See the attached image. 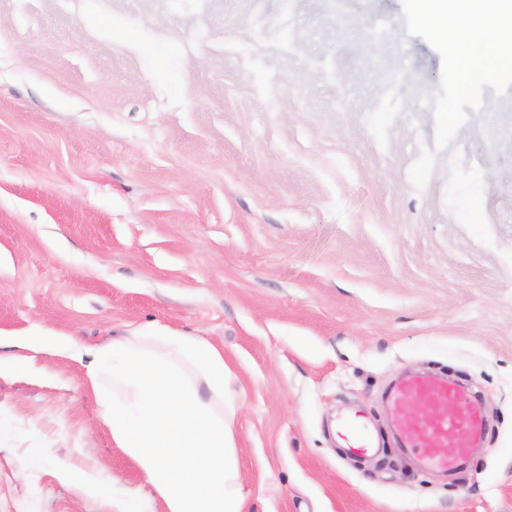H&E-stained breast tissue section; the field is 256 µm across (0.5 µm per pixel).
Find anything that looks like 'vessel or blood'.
Here are the masks:
<instances>
[{
	"instance_id": "b4317fda",
	"label": "vessel or blood",
	"mask_w": 512,
	"mask_h": 512,
	"mask_svg": "<svg viewBox=\"0 0 512 512\" xmlns=\"http://www.w3.org/2000/svg\"><path fill=\"white\" fill-rule=\"evenodd\" d=\"M389 398L392 423L404 444L416 450L426 464L442 470L470 453L485 425L476 395L445 377H405ZM337 433L353 455L363 456L375 449L371 430L361 417H345Z\"/></svg>"
}]
</instances>
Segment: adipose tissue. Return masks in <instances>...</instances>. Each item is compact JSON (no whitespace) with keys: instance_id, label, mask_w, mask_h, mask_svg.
<instances>
[{"instance_id":"ef3b65f1","label":"adipose tissue","mask_w":512,"mask_h":512,"mask_svg":"<svg viewBox=\"0 0 512 512\" xmlns=\"http://www.w3.org/2000/svg\"><path fill=\"white\" fill-rule=\"evenodd\" d=\"M29 350L79 363L102 423L139 464L166 512H248L235 444V377L205 338L162 326L91 349L51 333Z\"/></svg>"}]
</instances>
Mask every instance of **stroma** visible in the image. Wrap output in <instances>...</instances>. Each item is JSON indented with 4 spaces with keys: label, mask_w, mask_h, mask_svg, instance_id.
<instances>
[{
    "label": "stroma",
    "mask_w": 512,
    "mask_h": 512,
    "mask_svg": "<svg viewBox=\"0 0 512 512\" xmlns=\"http://www.w3.org/2000/svg\"><path fill=\"white\" fill-rule=\"evenodd\" d=\"M440 76L401 0H0V355L178 328L234 367L250 512H512V92L419 190ZM40 364L0 377V512H163L85 368ZM412 372L484 406L451 471L387 426ZM337 433L349 453L356 456L374 451L375 443L367 423L359 416L348 415L338 424Z\"/></svg>",
    "instance_id": "stroma-1"
}]
</instances>
